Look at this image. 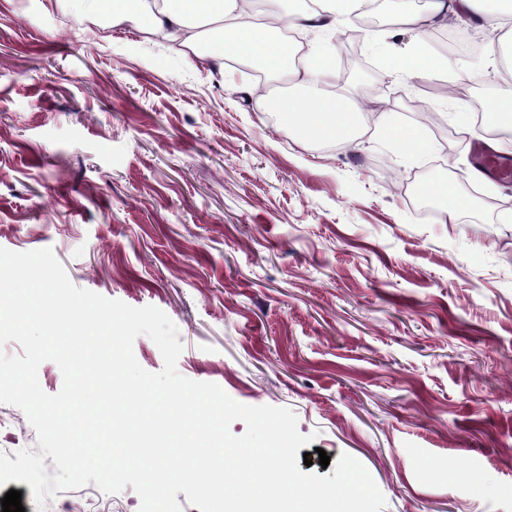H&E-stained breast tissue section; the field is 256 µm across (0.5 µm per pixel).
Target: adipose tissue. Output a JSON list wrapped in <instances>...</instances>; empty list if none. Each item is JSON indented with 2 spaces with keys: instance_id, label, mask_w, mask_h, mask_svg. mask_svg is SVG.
I'll return each mask as SVG.
<instances>
[{
  "instance_id": "adipose-tissue-1",
  "label": "adipose tissue",
  "mask_w": 512,
  "mask_h": 512,
  "mask_svg": "<svg viewBox=\"0 0 512 512\" xmlns=\"http://www.w3.org/2000/svg\"><path fill=\"white\" fill-rule=\"evenodd\" d=\"M319 7L295 15L282 11V0H267L279 20L295 28L303 23L335 26L340 17L379 0H317ZM400 23L429 30L448 16L480 18L486 27L500 31L498 63L512 70V0H388ZM73 15L80 22L107 19L109 28L136 25L141 32L179 42L188 54L207 46L214 65L237 60L256 65L266 75H291L295 51L286 39L274 35L267 23H242L240 0H72ZM331 68L326 57L313 56L306 63L302 89L275 96L273 112L285 119L295 135L308 143L342 142L352 139L367 122L384 117L377 107L346 95H327L321 85Z\"/></svg>"
}]
</instances>
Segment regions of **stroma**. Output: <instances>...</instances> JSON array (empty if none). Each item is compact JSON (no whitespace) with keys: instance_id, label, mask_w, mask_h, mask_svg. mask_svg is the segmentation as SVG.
Instances as JSON below:
<instances>
[{"instance_id":"35a3bbf8","label":"stroma","mask_w":512,"mask_h":512,"mask_svg":"<svg viewBox=\"0 0 512 512\" xmlns=\"http://www.w3.org/2000/svg\"><path fill=\"white\" fill-rule=\"evenodd\" d=\"M306 27L332 68L362 51L391 123L430 144L406 154L383 126L328 149L298 140L251 96L252 77L188 62L133 28L77 23L65 0H0V247L52 249L71 282L176 325L183 376L293 411L320 453L348 454L382 512H512V181L479 179L455 114L512 94L469 21L476 57L405 80L391 62L415 29L378 18L359 42ZM469 73L461 97L438 88ZM453 178L467 208L422 213ZM25 512H138L133 488L57 492Z\"/></svg>"}]
</instances>
